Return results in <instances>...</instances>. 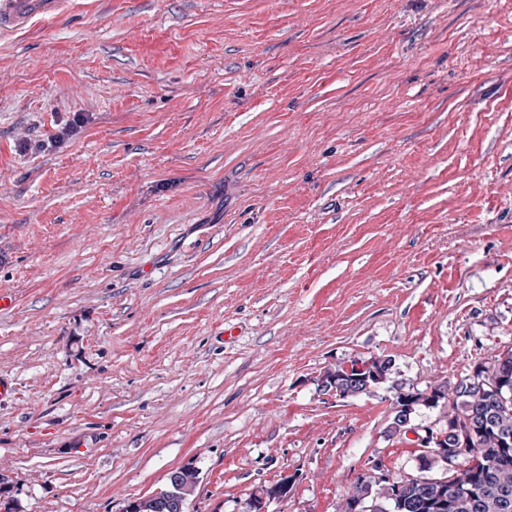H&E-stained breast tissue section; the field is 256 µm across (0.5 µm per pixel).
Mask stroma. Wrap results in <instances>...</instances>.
Returning a JSON list of instances; mask_svg holds the SVG:
<instances>
[{
	"label": "stroma",
	"instance_id": "35a3bbf8",
	"mask_svg": "<svg viewBox=\"0 0 512 512\" xmlns=\"http://www.w3.org/2000/svg\"><path fill=\"white\" fill-rule=\"evenodd\" d=\"M83 118L78 134L58 129ZM18 512H336L512 347V0H59L0 31ZM386 356L389 385L321 378ZM198 479L193 468H181L171 474L169 485L154 495L131 501L135 512H185L188 498L195 490Z\"/></svg>",
	"mask_w": 512,
	"mask_h": 512
}]
</instances>
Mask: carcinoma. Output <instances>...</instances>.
Masks as SVG:
<instances>
[{
	"mask_svg": "<svg viewBox=\"0 0 512 512\" xmlns=\"http://www.w3.org/2000/svg\"><path fill=\"white\" fill-rule=\"evenodd\" d=\"M392 361L375 357L339 363L324 375L325 388L343 398L369 391L387 380ZM473 375L484 378L482 387L466 386L460 379L453 387L435 386L431 393L396 389L390 434L404 431L414 405L441 408L444 424L429 430L437 447L459 455L458 467L444 477L429 478L423 472L441 462L419 453L420 473L393 484L377 482L364 471L343 495L336 512H352L355 504L366 512H512V347L474 367ZM197 471L173 472L167 488L134 501L136 512H185L195 490Z\"/></svg>",
	"mask_w": 512,
	"mask_h": 512,
	"instance_id": "carcinoma-1",
	"label": "carcinoma"
}]
</instances>
